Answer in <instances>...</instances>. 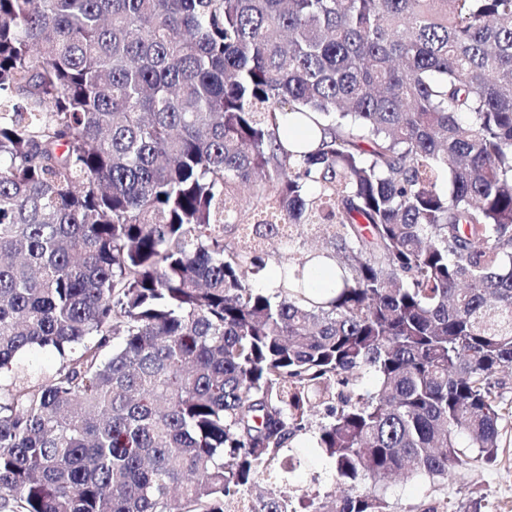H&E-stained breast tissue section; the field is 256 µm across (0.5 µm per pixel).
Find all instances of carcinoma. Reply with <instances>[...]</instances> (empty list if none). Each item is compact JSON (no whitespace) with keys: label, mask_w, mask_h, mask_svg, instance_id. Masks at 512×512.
<instances>
[{"label":"carcinoma","mask_w":512,"mask_h":512,"mask_svg":"<svg viewBox=\"0 0 512 512\" xmlns=\"http://www.w3.org/2000/svg\"><path fill=\"white\" fill-rule=\"evenodd\" d=\"M33 348L0 512H392L494 463L512 0H0V369ZM310 432L334 490L263 493ZM20 365L36 377H47L56 368V360L48 353L33 349L22 355Z\"/></svg>","instance_id":"1"}]
</instances>
